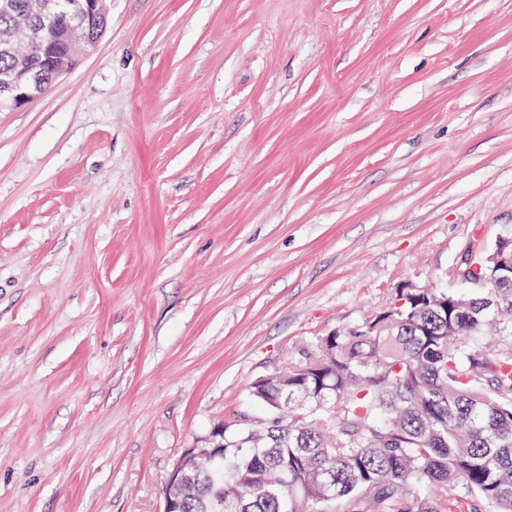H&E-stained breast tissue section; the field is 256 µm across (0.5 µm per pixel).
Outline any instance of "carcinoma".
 Listing matches in <instances>:
<instances>
[{
	"mask_svg": "<svg viewBox=\"0 0 512 512\" xmlns=\"http://www.w3.org/2000/svg\"><path fill=\"white\" fill-rule=\"evenodd\" d=\"M24 2L0 8V74ZM511 313L512 282L395 289L248 384L224 447L177 461L195 485L177 512H512Z\"/></svg>",
	"mask_w": 512,
	"mask_h": 512,
	"instance_id": "obj_1",
	"label": "carcinoma"
}]
</instances>
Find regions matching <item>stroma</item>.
Wrapping results in <instances>:
<instances>
[{
    "mask_svg": "<svg viewBox=\"0 0 512 512\" xmlns=\"http://www.w3.org/2000/svg\"><path fill=\"white\" fill-rule=\"evenodd\" d=\"M0 111V512H162L247 385L512 230V0H109Z\"/></svg>",
    "mask_w": 512,
    "mask_h": 512,
    "instance_id": "1",
    "label": "stroma"
}]
</instances>
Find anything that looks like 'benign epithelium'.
Segmentation results:
<instances>
[{
	"mask_svg": "<svg viewBox=\"0 0 512 512\" xmlns=\"http://www.w3.org/2000/svg\"><path fill=\"white\" fill-rule=\"evenodd\" d=\"M108 0H80L76 13L57 17V40L41 58L34 59L31 52H19L10 72L0 77V100L14 109H20L46 92L42 76L49 72L60 78L74 68L77 61L95 48L107 24ZM55 11L53 0H27L24 14L28 17L51 15ZM482 255L471 252L461 260L456 277L467 283L469 274L480 269L477 261ZM512 278V261L496 263L491 277L480 283L484 288Z\"/></svg>",
	"mask_w": 512,
	"mask_h": 512,
	"instance_id": "obj_1",
	"label": "benign epithelium"
}]
</instances>
